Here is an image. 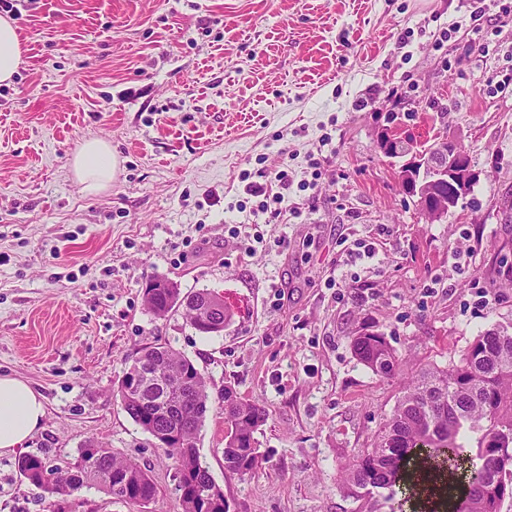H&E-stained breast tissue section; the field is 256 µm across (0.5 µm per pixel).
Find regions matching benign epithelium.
I'll return each mask as SVG.
<instances>
[{
	"mask_svg": "<svg viewBox=\"0 0 512 512\" xmlns=\"http://www.w3.org/2000/svg\"><path fill=\"white\" fill-rule=\"evenodd\" d=\"M390 159H402L401 169L405 171V188L416 198L421 212L439 218L438 210L428 205V187L435 184L448 185V200L440 205L452 208V203L466 189L469 180H477L478 174L468 162L469 156L461 145L442 140L433 149V153L420 156L405 141L386 143L381 147Z\"/></svg>",
	"mask_w": 512,
	"mask_h": 512,
	"instance_id": "1",
	"label": "benign epithelium"
}]
</instances>
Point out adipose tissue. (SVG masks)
Here are the masks:
<instances>
[{
	"label": "adipose tissue",
	"mask_w": 512,
	"mask_h": 512,
	"mask_svg": "<svg viewBox=\"0 0 512 512\" xmlns=\"http://www.w3.org/2000/svg\"><path fill=\"white\" fill-rule=\"evenodd\" d=\"M17 25L10 15H0V84H8L22 62ZM71 170L86 193L106 190L117 171L110 143L92 138L83 143L70 162ZM45 416L41 394L26 381L0 374V453L22 447L40 428Z\"/></svg>",
	"instance_id": "adipose-tissue-1"
}]
</instances>
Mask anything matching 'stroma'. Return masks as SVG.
<instances>
[{
	"instance_id": "1",
	"label": "stroma",
	"mask_w": 512,
	"mask_h": 512,
	"mask_svg": "<svg viewBox=\"0 0 512 512\" xmlns=\"http://www.w3.org/2000/svg\"><path fill=\"white\" fill-rule=\"evenodd\" d=\"M492 0H19L26 52L0 85V373L44 397L40 429L0 455V512H50L20 454L65 465L99 443L145 467L146 508L82 488L72 512H175L176 474L123 410L137 352L168 343L263 405L261 466L224 469L212 406L200 459L230 512H389L339 487L404 381L446 366L493 325L512 330V12ZM418 140L446 132L479 174L427 221L380 150L389 113ZM112 145L110 187L69 164ZM286 170L280 216L254 188ZM373 256L348 254L354 241ZM222 295V334L158 319L145 283ZM383 334L394 378L352 338ZM70 166L76 179L83 185V190L91 195L106 190L117 171L112 147L101 138L85 141L73 156Z\"/></svg>"
}]
</instances>
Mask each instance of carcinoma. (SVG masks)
<instances>
[{
    "label": "carcinoma",
    "mask_w": 512,
    "mask_h": 512,
    "mask_svg": "<svg viewBox=\"0 0 512 512\" xmlns=\"http://www.w3.org/2000/svg\"><path fill=\"white\" fill-rule=\"evenodd\" d=\"M155 288L143 292L147 310L156 318L179 312L196 331L203 320L227 324L230 314L216 301L214 292L199 289L184 292L174 282L156 279ZM358 359L382 379L395 376L399 357L379 333H363L353 339ZM137 381L134 398L120 395L130 418L156 440L162 434L177 433L178 448H165L176 476L188 483V492L179 496L181 512H203L205 502L223 489L202 465L197 435L210 410L207 382L194 362L168 344L143 348L127 368L122 382ZM224 423L233 431L224 443V469L244 476L261 464L255 433L265 421L263 407L247 401L234 388L221 394ZM477 435L471 444L469 434ZM424 456L437 471L450 473L460 487L447 486L448 512H500L503 498L494 487L512 483V467L504 471L499 460L512 461V333L501 327L481 332L474 342L448 366H433L403 387L401 396L376 434L372 446L360 451L344 468L341 488L353 498L361 490L394 488L403 479L402 469L413 458ZM94 463L85 464L79 449L74 462L64 467L51 465L46 458L25 454L18 458L20 475L40 488L51 500L53 512L88 485H95L111 498L121 485L129 502L145 506L155 500L156 486L139 464L112 454L102 445L94 446ZM56 472L51 481L46 470Z\"/></svg>",
    "instance_id": "cac0c4a2"
}]
</instances>
